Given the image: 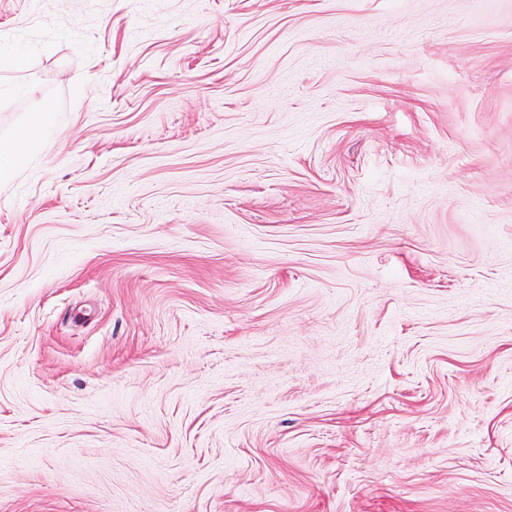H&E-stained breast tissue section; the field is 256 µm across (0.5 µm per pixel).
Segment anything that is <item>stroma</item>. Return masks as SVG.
Masks as SVG:
<instances>
[{
    "instance_id": "stroma-1",
    "label": "stroma",
    "mask_w": 512,
    "mask_h": 512,
    "mask_svg": "<svg viewBox=\"0 0 512 512\" xmlns=\"http://www.w3.org/2000/svg\"><path fill=\"white\" fill-rule=\"evenodd\" d=\"M0 512H512V0H0ZM53 122V112H42L39 125L22 130L13 141L0 142V181L12 176L17 153L39 144L45 130L52 127Z\"/></svg>"
}]
</instances>
